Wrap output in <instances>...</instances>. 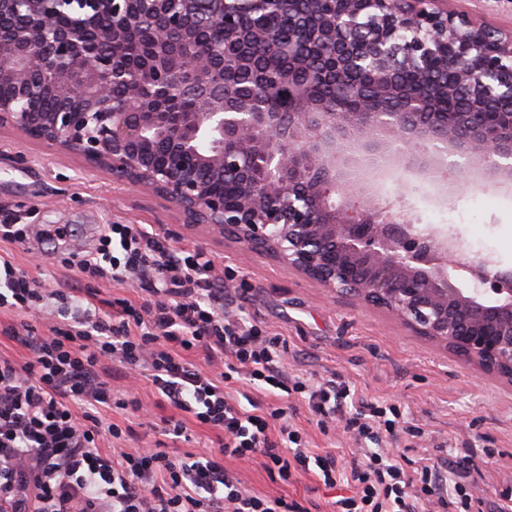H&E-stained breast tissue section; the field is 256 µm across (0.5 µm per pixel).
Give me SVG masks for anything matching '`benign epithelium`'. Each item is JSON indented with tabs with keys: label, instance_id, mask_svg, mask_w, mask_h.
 Returning a JSON list of instances; mask_svg holds the SVG:
<instances>
[{
	"label": "benign epithelium",
	"instance_id": "benign-epithelium-1",
	"mask_svg": "<svg viewBox=\"0 0 512 512\" xmlns=\"http://www.w3.org/2000/svg\"><path fill=\"white\" fill-rule=\"evenodd\" d=\"M266 2L0 0V85L11 87L0 130L151 191L185 223L386 310L512 384V270L381 194L411 181L439 203L475 183L512 190V28L448 0H278L295 22L288 70L258 72L245 91L239 68L279 46L248 25ZM202 27L224 29V42L200 41ZM132 30L148 50L139 67L124 53ZM315 56L356 103L314 104L294 87ZM271 84L288 87V107ZM43 90L51 112L29 106ZM173 96L196 111H156ZM459 98L461 110L437 111Z\"/></svg>",
	"mask_w": 512,
	"mask_h": 512
}]
</instances>
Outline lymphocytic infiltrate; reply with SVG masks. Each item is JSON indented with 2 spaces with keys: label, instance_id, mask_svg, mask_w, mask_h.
<instances>
[{
  "label": "lymphocytic infiltrate",
  "instance_id": "lymphocytic-infiltrate-1",
  "mask_svg": "<svg viewBox=\"0 0 512 512\" xmlns=\"http://www.w3.org/2000/svg\"><path fill=\"white\" fill-rule=\"evenodd\" d=\"M56 263L78 270L76 287H46L0 256V312L17 316L0 323V337L27 352L21 361L0 354V512H309L251 492L226 466L256 457L274 482L314 467L324 486H346L335 512H473L466 471L443 460L408 470L383 448L401 432L423 436L404 427L399 406L333 376H289L286 339L225 313L224 280L203 248H172L149 224H106L95 250L73 248ZM105 282L138 284L143 295L100 308ZM51 305L56 319L36 332L30 316ZM116 378L130 390L150 381L173 408L161 435L184 438L195 424L215 431V443L182 454L126 447L108 413L142 404L118 397ZM241 379L300 394L319 426L344 417L355 458L341 466L313 453L286 408L231 394Z\"/></svg>",
  "mask_w": 512,
  "mask_h": 512
}]
</instances>
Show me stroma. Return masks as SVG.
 <instances>
[{"label":"stroma","instance_id":"stroma-1","mask_svg":"<svg viewBox=\"0 0 512 512\" xmlns=\"http://www.w3.org/2000/svg\"><path fill=\"white\" fill-rule=\"evenodd\" d=\"M384 194L394 207H412L418 226L445 230L470 253L512 270V193L472 186L442 205L426 200L418 186L390 185ZM0 220L32 225L24 244L0 247V254L24 267L41 259L50 287L65 275L54 256L73 243L93 249L105 224H149L174 248L203 247L218 268L234 270L224 282L225 312L262 322L284 337L289 374L339 375L359 395L400 405L406 424L422 428L420 447L396 448L402 462L445 458L468 468L480 512H490L502 490L512 486V385L465 367L444 346L413 334L387 312L329 293L273 257L185 223L157 195L7 130L0 132ZM138 397L144 414L115 409L109 417L132 427L138 445L151 448L159 438L155 423L172 409L148 381L139 383ZM284 403L289 421L306 433L314 452L350 463L353 441L343 427L321 429L299 397L288 396ZM436 439L448 441V452L433 448ZM232 467L252 492L288 495L310 512H331L337 496L311 474L284 485L271 481L259 460Z\"/></svg>","mask_w":512,"mask_h":512}]
</instances>
